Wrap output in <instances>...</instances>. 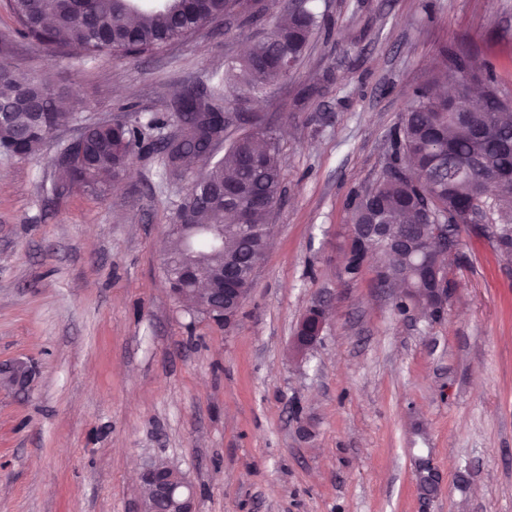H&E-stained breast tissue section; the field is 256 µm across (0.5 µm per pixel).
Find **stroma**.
Segmentation results:
<instances>
[{
	"label": "stroma",
	"mask_w": 512,
	"mask_h": 512,
	"mask_svg": "<svg viewBox=\"0 0 512 512\" xmlns=\"http://www.w3.org/2000/svg\"><path fill=\"white\" fill-rule=\"evenodd\" d=\"M287 4L155 55L59 64L0 0V59L82 101L44 163L0 154V364L35 366L27 393L0 389V512H142L155 461L192 478L199 512H512V263L462 227L437 318L400 312L374 265L352 279L342 263L351 198L441 50L512 97V0H320L331 38L249 108L279 135L284 192L232 324L191 318L161 269L199 167L170 176L144 153L95 194L47 163L89 124L169 112ZM318 302L323 337L294 357Z\"/></svg>",
	"instance_id": "35a3bbf8"
}]
</instances>
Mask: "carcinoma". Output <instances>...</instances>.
<instances>
[{
	"mask_svg": "<svg viewBox=\"0 0 512 512\" xmlns=\"http://www.w3.org/2000/svg\"><path fill=\"white\" fill-rule=\"evenodd\" d=\"M239 0H8L7 8L18 32L40 45L61 51L74 45L86 57L146 55L188 40L208 22L231 15ZM326 30L317 0H290L285 13L271 17L266 37L248 53L224 63V73L209 86L184 90L171 102L182 113L183 126L167 139L145 144V129L161 128L170 120L151 118L147 123L127 120L95 123L88 127V154L80 164L62 166L54 158L61 178L71 186L103 193L120 178L133 159L150 147L162 155L165 171L178 173L190 160L203 163V179L191 186L177 208H190L194 223L224 228V249L210 243L201 255L224 278L242 280L252 257L265 249L262 237H239L235 228L247 199L277 203L283 175L280 146L273 132L259 124L234 131L220 125L224 89L235 87L234 106L245 109L259 94L288 79L300 63L311 39ZM466 73L468 82L454 96L435 93L437 83L452 84ZM54 89L20 81L11 67L0 62V153L38 162L50 131L32 132L34 113H53L52 125H61L72 113L56 107ZM227 141L221 157L204 155L208 141ZM386 168L369 187L351 200L352 224H389L407 237L431 238L434 226L458 230L478 211L483 228L499 256L512 258V187L489 194L484 187L488 172H512V97L503 95L489 73L478 77L465 54L442 50L434 81L414 88L408 96L401 124L390 139ZM227 182L239 194L211 199L214 184ZM379 261L378 280L386 286L398 278L409 289L407 297H421L425 287L420 260L408 253L384 250L367 237L350 243L345 273L357 277L370 262ZM175 278H182L186 259L175 246L164 259Z\"/></svg>",
	"mask_w": 512,
	"mask_h": 512,
	"instance_id": "1",
	"label": "carcinoma"
}]
</instances>
